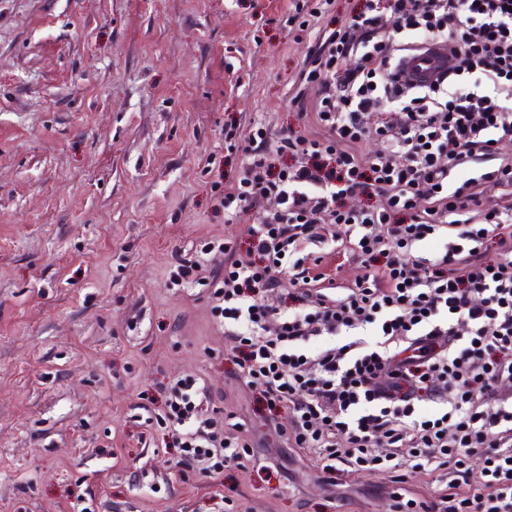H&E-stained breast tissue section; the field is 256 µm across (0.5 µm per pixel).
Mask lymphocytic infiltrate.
Listing matches in <instances>:
<instances>
[{"instance_id":"1","label":"lymphocytic infiltrate","mask_w":512,"mask_h":512,"mask_svg":"<svg viewBox=\"0 0 512 512\" xmlns=\"http://www.w3.org/2000/svg\"><path fill=\"white\" fill-rule=\"evenodd\" d=\"M421 38L448 41L456 73L407 94L388 74ZM299 80L319 91L293 97L298 125L224 127L241 158L224 220L263 211L219 245L209 283L233 375L328 485L381 471L393 512H512V0H353ZM335 247L354 281L321 270ZM159 397L180 466H242L246 422L206 415L201 378Z\"/></svg>"}]
</instances>
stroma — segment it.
Segmentation results:
<instances>
[{"label":"stroma","mask_w":512,"mask_h":512,"mask_svg":"<svg viewBox=\"0 0 512 512\" xmlns=\"http://www.w3.org/2000/svg\"><path fill=\"white\" fill-rule=\"evenodd\" d=\"M292 0H0V512H221L176 464L143 394L201 376L248 422L233 512H391L388 478L326 488L316 461L259 447L252 393L207 287L174 254L236 238L218 204L224 126L296 123L323 22ZM175 259L176 265L170 272V279L175 285L179 282L192 283L198 275V269L202 267L201 262L192 255L188 257V254L182 255L179 252H176Z\"/></svg>","instance_id":"1"}]
</instances>
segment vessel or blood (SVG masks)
I'll list each match as a JSON object with an SVG mask.
<instances>
[{"mask_svg":"<svg viewBox=\"0 0 512 512\" xmlns=\"http://www.w3.org/2000/svg\"><path fill=\"white\" fill-rule=\"evenodd\" d=\"M455 65L447 42L427 39L414 49L398 52L389 79L401 89L414 91L443 82Z\"/></svg>","mask_w":512,"mask_h":512,"instance_id":"vessel-or-blood-1","label":"vessel or blood"}]
</instances>
